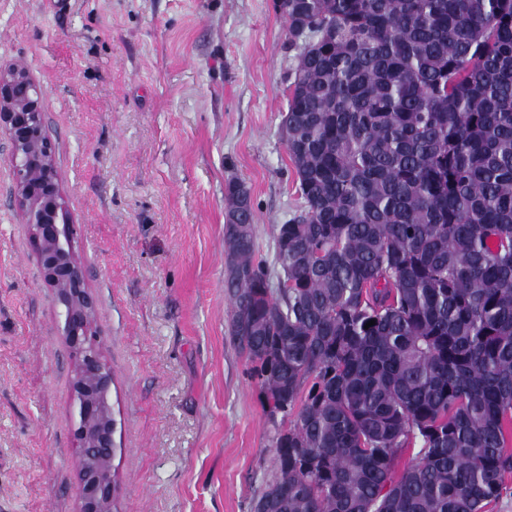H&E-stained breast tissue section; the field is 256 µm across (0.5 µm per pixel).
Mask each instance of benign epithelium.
Wrapping results in <instances>:
<instances>
[{
    "mask_svg": "<svg viewBox=\"0 0 512 512\" xmlns=\"http://www.w3.org/2000/svg\"><path fill=\"white\" fill-rule=\"evenodd\" d=\"M0 132L10 145L14 204L28 226L73 358L71 400L82 486L79 512H114L119 445L111 403L112 371L96 324L97 298L76 251L77 228L60 189L41 89L17 67L0 68Z\"/></svg>",
    "mask_w": 512,
    "mask_h": 512,
    "instance_id": "1",
    "label": "benign epithelium"
}]
</instances>
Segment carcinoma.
Returning <instances> with one entry per match:
<instances>
[{"label":"carcinoma","instance_id":"obj_1","mask_svg":"<svg viewBox=\"0 0 512 512\" xmlns=\"http://www.w3.org/2000/svg\"><path fill=\"white\" fill-rule=\"evenodd\" d=\"M280 15L304 207L273 267L226 186L230 335L275 427L253 512H488L512 475V0Z\"/></svg>","mask_w":512,"mask_h":512}]
</instances>
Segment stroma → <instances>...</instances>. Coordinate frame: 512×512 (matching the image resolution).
<instances>
[{
  "instance_id": "35a3bbf8",
  "label": "stroma",
  "mask_w": 512,
  "mask_h": 512,
  "mask_svg": "<svg viewBox=\"0 0 512 512\" xmlns=\"http://www.w3.org/2000/svg\"><path fill=\"white\" fill-rule=\"evenodd\" d=\"M295 65L274 0H0V66L42 90L98 298L122 451L116 512H252L273 425L230 340L227 182L257 255L303 201L283 120ZM0 134V512H77L72 358L13 205Z\"/></svg>"
}]
</instances>
